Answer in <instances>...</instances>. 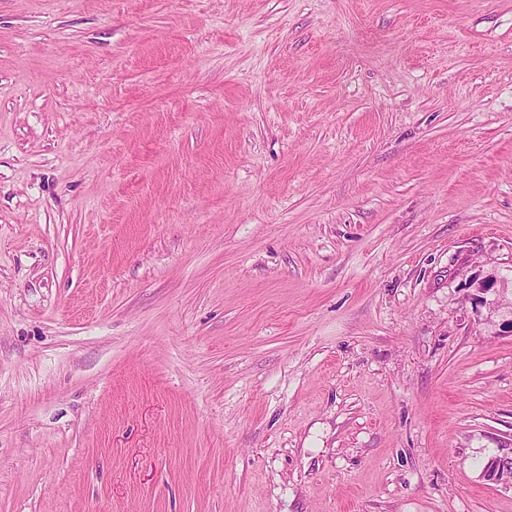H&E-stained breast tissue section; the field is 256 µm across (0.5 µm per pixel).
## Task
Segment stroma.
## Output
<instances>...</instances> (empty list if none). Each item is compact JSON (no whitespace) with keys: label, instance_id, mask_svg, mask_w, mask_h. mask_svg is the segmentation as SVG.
I'll use <instances>...</instances> for the list:
<instances>
[{"label":"stroma","instance_id":"1","mask_svg":"<svg viewBox=\"0 0 512 512\" xmlns=\"http://www.w3.org/2000/svg\"><path fill=\"white\" fill-rule=\"evenodd\" d=\"M512 0H0V512H512Z\"/></svg>","mask_w":512,"mask_h":512}]
</instances>
